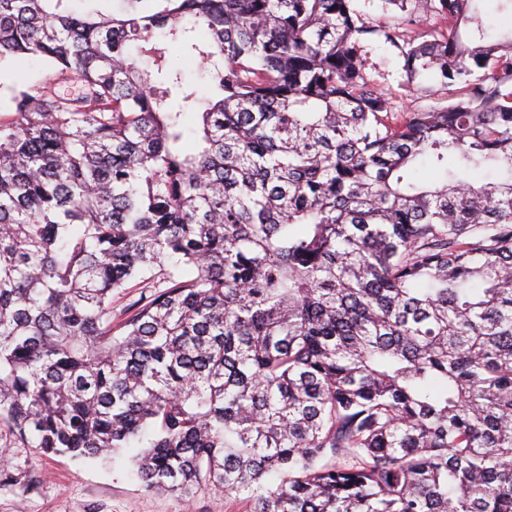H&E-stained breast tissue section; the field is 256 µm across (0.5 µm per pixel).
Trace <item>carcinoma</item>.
I'll list each match as a JSON object with an SVG mask.
<instances>
[{
    "label": "carcinoma",
    "mask_w": 512,
    "mask_h": 512,
    "mask_svg": "<svg viewBox=\"0 0 512 512\" xmlns=\"http://www.w3.org/2000/svg\"><path fill=\"white\" fill-rule=\"evenodd\" d=\"M125 2L0 0V64L48 68L0 104V424L245 512H512V34L482 0H385L384 29ZM374 36L448 104L398 111ZM175 43L210 76L190 131ZM10 448L0 486L37 491Z\"/></svg>",
    "instance_id": "obj_1"
}]
</instances>
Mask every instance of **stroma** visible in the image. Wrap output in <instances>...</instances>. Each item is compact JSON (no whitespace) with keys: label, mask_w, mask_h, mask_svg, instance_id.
<instances>
[{"label":"stroma","mask_w":512,"mask_h":512,"mask_svg":"<svg viewBox=\"0 0 512 512\" xmlns=\"http://www.w3.org/2000/svg\"><path fill=\"white\" fill-rule=\"evenodd\" d=\"M365 71L398 110L412 112L432 105V98L410 88L397 50L384 39L365 42ZM19 475H35L36 493L21 495L18 487H0V512H240V504L220 490L193 499L145 490L128 457L81 461L46 456L29 443H15L9 459Z\"/></svg>","instance_id":"stroma-1"}]
</instances>
